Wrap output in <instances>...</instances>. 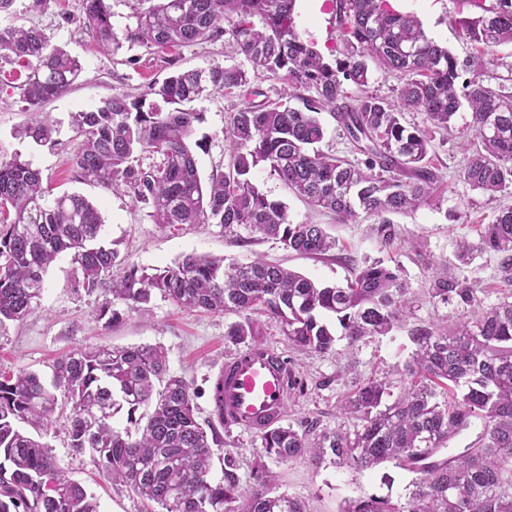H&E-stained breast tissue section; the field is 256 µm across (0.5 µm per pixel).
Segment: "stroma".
I'll return each mask as SVG.
<instances>
[{
  "label": "stroma",
  "mask_w": 512,
  "mask_h": 512,
  "mask_svg": "<svg viewBox=\"0 0 512 512\" xmlns=\"http://www.w3.org/2000/svg\"><path fill=\"white\" fill-rule=\"evenodd\" d=\"M396 9L415 15L430 37L459 58L475 54L474 44L462 36L457 25L464 10L460 0H397ZM296 12L300 37L314 44L324 56H332L337 33L329 0L320 5L314 0H297ZM82 16L81 0H50L42 10L34 9L33 0H14L11 10L0 14V27L41 29L52 45L64 48L83 64V72L71 88L46 104L55 131L50 141L37 144L20 134L33 115L26 111L16 83L4 79L7 65L0 60V149L19 153L31 161L40 169L52 195L77 193L96 205L105 220V244L117 250L120 259L142 267H163L191 253L221 256L236 263L261 256L319 283L342 285L351 278L353 267L365 261L380 259L390 265H401L416 303L412 314L388 335L354 345L343 338L337 340L332 351L301 353L289 348L275 324H263L264 344L294 362L306 383L303 395L288 400L283 424L313 435L353 429L356 419L342 417L337 406L356 383L374 377H389L392 395H399L406 384L405 364L415 349L411 331L442 321L452 323L464 315L463 310L429 299L425 291L429 265L453 261L460 239L478 241L482 225L489 223L500 207L512 204V189L492 200L472 191L458 178L462 156L454 140L438 137L433 141L432 160L440 176L436 202L415 213L395 216L397 236L391 245H384L377 238L373 218L361 219L356 224L327 223L325 216L311 210L264 168L254 172L258 188L281 199L293 222L326 224L338 241L335 258L297 255L267 239L237 244L225 239L223 228L216 224H185L175 231L163 229L154 224L148 208L136 203L129 194L107 191L79 180L71 161L80 151L82 140L73 130L72 115L97 109L120 93L137 95L148 84L163 81L174 69L205 70L215 64L242 67L246 60L235 53L224 37L181 48L166 59L128 44L112 55L97 49L82 25ZM238 103V97L216 92L195 104L204 114L191 137L201 178H208L224 167V129ZM450 210L463 212L464 221H450L446 216ZM73 270L70 258L55 262L45 276L37 312L24 322L9 325L0 334V370L23 367L48 382L55 363L74 349L159 345L167 353L170 373L184 377L194 392L198 421L213 419V383L225 361L238 352L236 346L224 340L227 326L237 322V315L184 310L158 295L148 313H132L121 323L109 326L96 314L103 293H74ZM462 274L481 288L485 305L498 303L512 294V284L501 282L497 276L494 254L477 257L473 264L463 268ZM220 433L223 441L213 448V478H220L225 466L230 465L241 486L249 487L255 463L263 454L257 434L236 427L221 428ZM42 440L65 477L95 495L100 512H153L154 503L104 480L90 454L78 455L69 448L65 417H58L53 427L43 433ZM266 465L276 475L280 491L301 498L312 512H338L344 500L363 496L399 499L413 478L411 472L391 463L365 472L339 468L327 461L315 465L304 458L288 462L270 458Z\"/></svg>",
  "instance_id": "obj_1"
}]
</instances>
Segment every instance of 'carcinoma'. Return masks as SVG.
Wrapping results in <instances>:
<instances>
[{"mask_svg": "<svg viewBox=\"0 0 512 512\" xmlns=\"http://www.w3.org/2000/svg\"><path fill=\"white\" fill-rule=\"evenodd\" d=\"M472 1L477 11L457 24L483 53L461 61L388 0H333L341 49L328 61L297 34V0H158L133 13L120 34L110 0H82L83 27L104 51L128 43L170 53L227 35L254 74L285 81L288 93L284 100L246 98L230 113L228 160L224 171L210 175L205 191L190 144L203 113L192 104L211 90L241 95L248 71L220 64L175 70L137 97L117 95L74 113V130L83 138L73 159L79 179L130 194L161 227L218 224L236 242L247 241L245 231L302 255H329L336 239L323 225L294 223L281 200L253 183L261 165L339 224L377 218L376 232L388 244L390 216L432 203L439 182L428 162L433 136L407 125L406 112L426 113L446 133L467 107L473 138L459 143L464 163L458 176L489 196L512 187V63L493 51L512 43V0ZM0 59L24 77L27 111L41 113L21 135L37 143L51 139L54 124L43 106L69 90L82 63L50 45L41 30L11 26L0 28ZM373 66L403 79L395 99L368 92ZM499 68L506 75L493 86L484 83L483 76ZM348 85L356 95L348 94ZM324 113L349 135L360 159L320 148ZM143 155L154 161L144 164ZM104 232L101 212L86 197H49L40 170L0 150V333L38 309L45 271L62 255L75 265V291L108 293L99 316L119 322L131 312L145 313L159 293L185 309L237 314L240 320L224 336L246 348L262 345L256 313L274 321L293 349L325 353L335 347L336 334L321 315L334 316L354 345L390 333L413 306L399 269L378 261L354 269L345 286L321 284L259 257L226 265L222 257L196 254L152 272L128 263L114 278L118 253L103 243ZM484 252L497 256L500 279L512 283V206L493 215L478 242L458 243L456 263L431 267L429 298L473 309L475 318L413 330L415 350L405 365L410 383L400 395L383 407L390 382H363L339 404L341 415L359 421L353 431L312 438L277 426L259 434L266 456L281 462L307 457L315 464L328 459L357 472L393 462L415 474L404 500L348 499L339 512H512V301L483 306L481 290L457 273ZM443 386L449 397L441 403L436 389ZM305 389L288 366V397ZM223 395L219 374L212 399L221 425ZM61 404L69 408V447L89 453L112 484L157 504L159 512H310L304 501L276 489L275 475L261 460L248 489L229 467L223 478H211L218 429L197 420L191 387L169 373L164 349L150 344L77 348L57 362L51 389L24 368L0 373V512H99L96 498L62 474L48 446L21 428L51 426ZM142 406L152 411L138 417ZM123 411L138 431L135 438L130 428L112 425ZM473 419L482 424L477 442L448 447Z\"/></svg>", "mask_w": 512, "mask_h": 512, "instance_id": "carcinoma-1", "label": "carcinoma"}]
</instances>
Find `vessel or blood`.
Returning <instances> with one entry per match:
<instances>
[{
  "label": "vessel or blood",
  "mask_w": 512,
  "mask_h": 512,
  "mask_svg": "<svg viewBox=\"0 0 512 512\" xmlns=\"http://www.w3.org/2000/svg\"><path fill=\"white\" fill-rule=\"evenodd\" d=\"M287 376L281 358L266 347H253L224 364V420L260 433L283 417Z\"/></svg>",
  "instance_id": "obj_1"
}]
</instances>
